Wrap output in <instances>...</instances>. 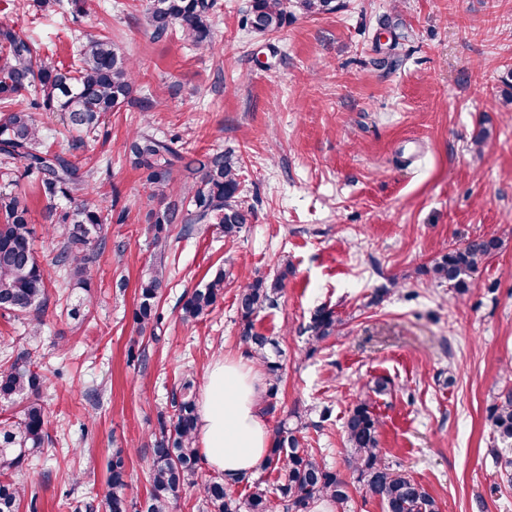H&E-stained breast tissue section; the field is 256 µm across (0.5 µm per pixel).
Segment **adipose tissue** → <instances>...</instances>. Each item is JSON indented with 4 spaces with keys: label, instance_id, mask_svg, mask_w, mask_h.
I'll use <instances>...</instances> for the list:
<instances>
[{
    "label": "adipose tissue",
    "instance_id": "ef3b65f1",
    "mask_svg": "<svg viewBox=\"0 0 512 512\" xmlns=\"http://www.w3.org/2000/svg\"><path fill=\"white\" fill-rule=\"evenodd\" d=\"M261 381L242 361L212 365L198 405L196 442L206 464L225 480L251 473L265 458L270 430L261 413Z\"/></svg>",
    "mask_w": 512,
    "mask_h": 512
}]
</instances>
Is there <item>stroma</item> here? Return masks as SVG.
I'll return each instance as SVG.
<instances>
[{
	"label": "stroma",
	"mask_w": 512,
	"mask_h": 512,
	"mask_svg": "<svg viewBox=\"0 0 512 512\" xmlns=\"http://www.w3.org/2000/svg\"><path fill=\"white\" fill-rule=\"evenodd\" d=\"M97 3L81 16L56 0H0V17L52 42L64 63L107 35L137 68L129 102L84 144L61 113L35 115L52 149L128 211L104 226L90 290L69 289L62 302L49 288L40 335L0 314V362L31 352L46 379L53 444L19 475L37 512H75L100 496L118 450L128 497L144 501L160 413L182 378L200 388L216 361L246 359L236 293L285 260L284 291L254 320L282 351L268 425L300 413L309 447L350 477L343 422L386 378L373 399L383 462L420 481L441 512H512V484L488 454L500 445L491 409L512 390V0H343L265 35L242 25L250 0H218L206 51L153 39L147 0ZM143 126L195 156H240L239 199L252 212L232 241L211 224L172 230L160 319L144 334L133 311L160 203L124 151ZM9 168L0 190L28 202L35 254L51 267L65 238L48 234L34 177L21 162ZM491 235L502 246L466 293L431 279L435 260ZM220 268L230 272L223 299L204 319L182 320V297ZM322 306L341 325L313 351L303 329Z\"/></svg>",
	"instance_id": "obj_1"
}]
</instances>
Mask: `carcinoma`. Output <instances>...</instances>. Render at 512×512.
<instances>
[{"label":"carcinoma","instance_id":"1","mask_svg":"<svg viewBox=\"0 0 512 512\" xmlns=\"http://www.w3.org/2000/svg\"><path fill=\"white\" fill-rule=\"evenodd\" d=\"M339 6L337 0H251L243 17L246 27L259 33L279 31L296 13L322 14ZM217 0H149L147 21L153 37L160 39L179 31L199 49L212 46L211 17ZM0 156L25 163L38 177L47 200L46 220L52 232H62L65 244L55 256L62 284L90 287L89 251L106 245L102 236L107 195L89 192L77 163L51 150L35 123L36 111L61 112L69 126L85 136L95 132L101 118L128 103L134 84L130 58L111 38L89 40L77 51L70 67L56 64L45 53V43L23 36L7 19L0 20ZM40 94L28 97L30 88ZM125 152L134 168L142 171L150 196L163 208L151 213L153 260L141 277L139 301L133 312L138 328L146 330L159 319L157 299L166 277L165 254L172 226L192 232L197 224H214L224 237L236 238L248 222L249 212L237 200L239 166L231 151L208 152L200 158L174 147V139L141 129L127 139ZM193 172L190 185L177 183L174 170ZM497 236L478 238L464 248L448 252L429 269L432 278L451 284L458 293L468 291L467 277L482 261L500 248ZM288 264L272 278L257 277L240 287L236 298L240 316V341L247 354L263 368L268 381V412L275 410L283 365L277 343L255 330L254 315L264 305H274L288 279ZM227 272L219 268L200 288L182 299L184 319L207 316L224 296ZM48 272L37 261L31 245L28 204L16 195L0 194V311L26 316L47 299ZM333 310L320 307L305 328L311 349L336 331ZM45 379L36 370L31 353L0 366V402L25 401L22 417L0 424V512H19L26 486L14 479L31 456L51 443L48 416L41 402ZM173 413L159 416L149 481L151 489L143 504L129 500L125 460L117 452L101 503L105 512H171L172 504L187 486L197 483L201 458L194 446L197 391L191 378L183 379L172 399ZM296 423L280 421L273 430L263 467L277 473L273 487L261 481L249 485L242 499L229 495L224 478L202 485L212 512H314L326 503L336 512H350V483L331 468L318 452L307 448L301 436L302 416ZM492 424L508 450H490L494 467L512 482V392L495 405ZM381 421L365 396L349 410L344 422L345 465L356 474L365 494L379 499L385 512H439L437 500L413 477L382 464L379 450Z\"/></svg>","mask_w":512,"mask_h":512}]
</instances>
